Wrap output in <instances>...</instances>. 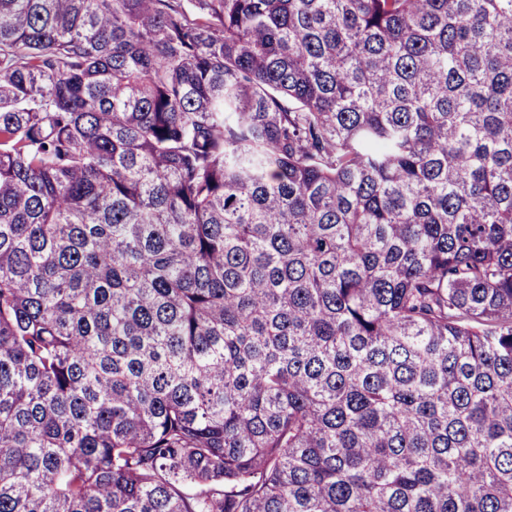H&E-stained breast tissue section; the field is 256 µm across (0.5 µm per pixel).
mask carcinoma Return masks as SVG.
<instances>
[{"instance_id":"cac0c4a2","label":"carcinoma","mask_w":512,"mask_h":512,"mask_svg":"<svg viewBox=\"0 0 512 512\" xmlns=\"http://www.w3.org/2000/svg\"><path fill=\"white\" fill-rule=\"evenodd\" d=\"M0 512H512V0H0Z\"/></svg>"}]
</instances>
